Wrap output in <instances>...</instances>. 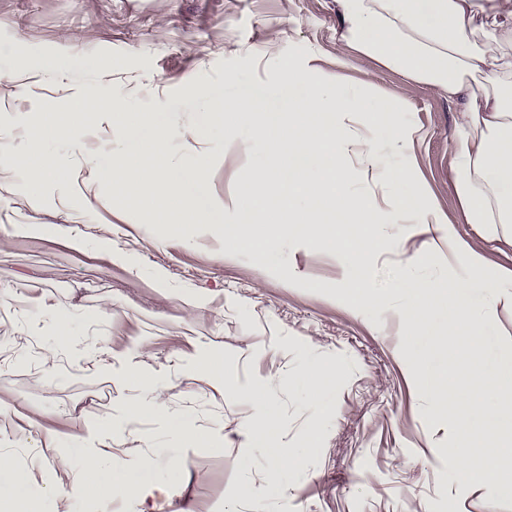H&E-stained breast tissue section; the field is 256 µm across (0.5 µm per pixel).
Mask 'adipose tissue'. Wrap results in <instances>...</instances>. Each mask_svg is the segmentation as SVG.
Here are the masks:
<instances>
[{"label": "adipose tissue", "instance_id": "obj_1", "mask_svg": "<svg viewBox=\"0 0 512 512\" xmlns=\"http://www.w3.org/2000/svg\"><path fill=\"white\" fill-rule=\"evenodd\" d=\"M345 25V44L379 63L400 69L413 82L426 84L461 102L460 120L450 157L453 185L468 223L483 224L490 238L512 243V10L494 12L474 42L469 26L479 0H336ZM482 76L493 92L478 94L469 79ZM304 71L284 68L274 88L242 89L227 100L215 99L210 112L215 121L249 129L240 139L247 151L262 148L264 164L252 172V187L240 199V219L217 224L206 205L207 174L197 168V195L182 191L184 170L167 161L172 139L169 127H148L142 149H125L120 138L104 141L100 152L106 167L90 169L92 183L108 182L118 192L136 190L145 214L167 210L187 215L192 224L204 226L233 249H247L275 258L280 225L291 226L303 239H319L338 252L353 255L360 263L371 261L365 231L376 228L380 216L394 224L418 225L426 239L422 254L449 248L466 257L465 266L449 276L446 286L415 288L400 280L407 299L408 333L426 337L458 338L449 358L466 354L462 368L451 371L434 360L425 395L436 409L448 414L458 441L448 449L456 461V475L465 483L487 487L512 498V474L502 469L512 457V414L495 412L493 402L512 396V349L494 359L486 358V337L497 324L499 309L512 311V273L489 276L483 256L462 241L454 226L446 225L439 210L413 197L391 210L366 203L357 215L355 231L335 222L352 201L344 190L348 169L362 180L380 183L381 148L366 135V128L384 127L399 150H412L419 131L394 119L400 105L388 99L371 104L365 94L343 82L314 84L300 93ZM85 109L75 106L56 113L32 127L25 153L33 164L26 170L29 189L40 190L51 181L65 179L69 167L45 150L50 138H71L82 129ZM322 180L313 183L311 171ZM166 207H159L158 197ZM111 441L85 449L82 473L96 487L116 497H135L140 512H161L142 484V474L156 461L148 455L124 458L113 455Z\"/></svg>", "mask_w": 512, "mask_h": 512}]
</instances>
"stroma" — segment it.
I'll list each match as a JSON object with an SVG mask.
<instances>
[{
	"instance_id": "obj_1",
	"label": "stroma",
	"mask_w": 512,
	"mask_h": 512,
	"mask_svg": "<svg viewBox=\"0 0 512 512\" xmlns=\"http://www.w3.org/2000/svg\"><path fill=\"white\" fill-rule=\"evenodd\" d=\"M335 0H0V127L7 153L23 156L25 131L47 112L67 111L77 96L108 100L124 118V146L142 144L145 125L173 131L172 154L186 170L204 165L216 221L233 224L265 154L241 152L233 127L210 122L208 105L248 86L273 89L291 62L308 81L343 75L376 98L402 99L397 122L420 128L412 152L393 155L388 198L404 194L434 204L484 256L486 271L512 269V245L484 241L467 223L449 176L459 106L398 69L349 49ZM37 60L49 72L17 89L18 70ZM103 116H90L76 137L49 141L70 178L46 184L32 203L24 175L0 177V454L16 458L9 482L22 477L39 512H55L43 490L67 493L68 512H137V499L75 491L77 448L85 427L112 430L116 455L148 454L155 470L142 481L157 501L181 486L183 512H512V500L460 482L447 428H431L423 396V362L403 324V302L359 303L344 274L349 260L318 240L279 233L277 263L235 251L196 225L147 223L136 197L115 198L110 184L86 191L87 161L110 137ZM15 224H41L17 235ZM71 234L83 251L67 245ZM126 254L109 262L104 239ZM372 264L359 276L387 289L402 276L427 287L459 271L460 261L434 253L412 261L422 236L399 238L392 224L370 234ZM48 298L64 315L40 306ZM57 364L45 369L47 348ZM224 356L222 376L201 378L194 364ZM330 365V410L308 405L299 378L310 361ZM163 387L158 412L128 424L126 406L148 399L141 376ZM252 385L276 405L274 446L299 454L288 485L275 494L266 451L241 425L260 416L244 399ZM199 429L187 439L181 426ZM71 449L66 467L43 447ZM171 458L183 469H168Z\"/></svg>"
}]
</instances>
